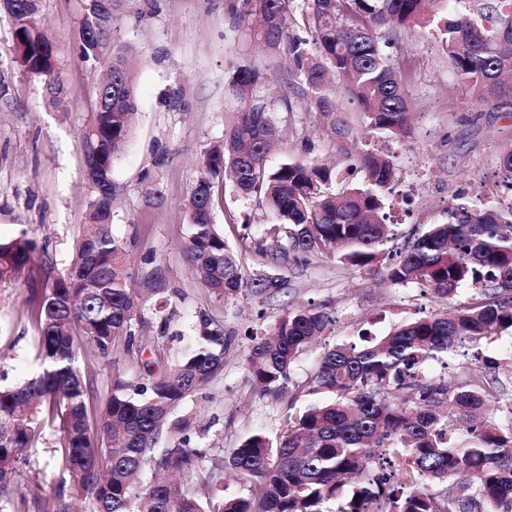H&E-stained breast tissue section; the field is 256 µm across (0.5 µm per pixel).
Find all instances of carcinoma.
Returning a JSON list of instances; mask_svg holds the SVG:
<instances>
[{
  "label": "carcinoma",
  "mask_w": 512,
  "mask_h": 512,
  "mask_svg": "<svg viewBox=\"0 0 512 512\" xmlns=\"http://www.w3.org/2000/svg\"><path fill=\"white\" fill-rule=\"evenodd\" d=\"M250 2L257 39L284 47L291 58L288 94L318 112L345 153L358 142L336 123L339 89L357 100L365 133L410 131L411 61L383 49L405 26L434 25L457 84L477 105L512 112V0H455L461 8L445 3L436 14V0H303L308 37L292 32V0ZM3 6L14 20L19 65L35 78L61 80L51 44L34 24L36 2L3 0ZM108 39L83 18L81 60L100 57ZM112 60V89L96 94L97 108L81 132L91 182L90 231L64 272L48 266L43 285L31 290L42 371L21 385H0V512L17 459L43 413L58 422L63 440L59 496L87 503L88 512H512V394L500 380L497 359L485 358L454 385L424 375L428 361L448 363L462 340L479 347L512 334V206L462 196L416 234L384 277L393 284L421 281L448 308L407 322L377 343L326 349L303 387L291 385L292 366L311 340L331 332L333 320L317 308L286 309L272 337L249 348L246 368L258 395L292 407L303 397L313 403L288 416L273 438L261 429L244 436L220 470L201 469L206 449L198 425L180 411L224 371L230 337L205 311L196 315L194 349L157 374L153 360L141 362L144 377L137 383L113 375L90 420V383L77 364L82 344L104 358L118 341L126 353L142 354L149 301L162 307L179 295L170 269L152 253L141 257L136 274L127 272L128 244L112 229L113 159L136 110L125 50L112 47ZM230 85L239 110L224 141L203 151V171L187 200L191 231L184 254L196 278L227 298L242 290L269 297L287 290L270 291L262 275L244 278L214 220L221 179L258 197L271 217L259 239H250L249 225H241L246 246L272 260L340 249L341 262L374 266L388 237L385 199L396 177L393 160L361 152L363 181L339 190L334 169L324 164L290 159L270 168L267 154L279 137L276 107L287 99L246 66L235 70ZM37 255L47 256V244L25 229L0 238V282L12 280ZM465 283L476 289L472 301L451 304ZM379 448L405 449L417 477L450 488L395 489L394 461L377 456ZM152 459L156 473L141 485L137 476ZM349 476L356 483L346 492ZM225 482L253 486L258 496H226Z\"/></svg>",
  "instance_id": "obj_1"
}]
</instances>
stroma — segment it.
Here are the masks:
<instances>
[{"label": "stroma", "mask_w": 512, "mask_h": 512, "mask_svg": "<svg viewBox=\"0 0 512 512\" xmlns=\"http://www.w3.org/2000/svg\"><path fill=\"white\" fill-rule=\"evenodd\" d=\"M85 0H39L35 23L52 42L63 77L59 99L46 93L41 80L17 63L14 24L0 10V237L27 229L47 243L58 269H65L87 229V159L80 132L95 109L93 90L99 74L82 61L79 46ZM245 0H118L112 33L129 57L136 115L124 149L112 165L117 190L112 212L114 233L130 240L131 266L151 252L170 269L180 289L165 314L181 337L163 336L165 355L178 357L192 342L196 312L223 321L232 335L224 356V373L207 389L206 398L187 401L205 432L208 448L203 468L223 464L230 448L249 431L277 434L286 420L285 405L257 394L244 355L255 337H266L289 307H320L334 320L331 334L299 356L291 373L305 385L328 347L359 341L362 334L384 337L402 322L444 311L443 300L418 282L395 285L383 279L386 263L396 261L407 242L440 220L458 195L472 200L512 204V175L500 158L512 146V117L478 112L448 68L445 48L431 29L415 27L399 35L387 54L405 50L414 60L408 96L413 105L406 136L376 133L368 149L390 156L398 177L387 196L389 237L380 261L369 269L343 264L336 253L286 258L267 257L241 247L243 229L258 233L266 212L257 198L240 197L232 184L215 188L214 217L238 255L245 278L275 270L288 282L285 294L267 299L248 291L224 298L203 288L187 266L182 246L189 234L186 201L201 172L205 148L220 142L237 100L229 79L237 67L252 65L269 81H283L288 66L284 50L260 44L245 22ZM283 140L269 154V167L291 158L335 164L340 177L357 181L363 174L352 157L340 152L336 138L319 114L304 104L278 106ZM158 190L160 206L144 204L146 191ZM41 261H34L14 281L0 284V373L11 385L38 370V323L29 303L31 284L40 282ZM496 357L500 376L512 393V341L500 338L474 353L460 343L448 363L429 361L428 375L457 383L481 366V355ZM79 362L94 381L89 396L98 407L115 373L139 380L140 370L116 343L111 361L88 346ZM60 432L36 426V440L16 463L13 512H82L81 501L57 495L61 467Z\"/></svg>", "instance_id": "obj_1"}]
</instances>
